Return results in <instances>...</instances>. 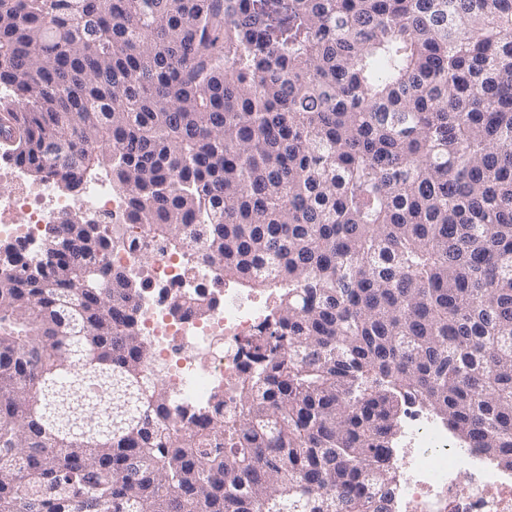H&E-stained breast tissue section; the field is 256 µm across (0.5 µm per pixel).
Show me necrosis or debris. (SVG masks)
I'll return each mask as SVG.
<instances>
[{
  "label": "necrosis or debris",
  "mask_w": 512,
  "mask_h": 512,
  "mask_svg": "<svg viewBox=\"0 0 512 512\" xmlns=\"http://www.w3.org/2000/svg\"><path fill=\"white\" fill-rule=\"evenodd\" d=\"M13 175V190L0 193V240L32 242L41 225L57 222L74 204L52 200L49 183L32 187L21 170ZM77 205L108 231L113 265L147 282L137 313L147 371L159 374L181 406L207 405L219 387L233 401L251 362L246 342L271 321L273 303L242 297L214 268L163 248L129 223L127 199L111 183H90ZM189 294L218 303L202 317L174 313V302ZM407 433L409 455L399 460L405 469L399 490L403 512H512V473L495 470L477 449L457 446L447 427L427 416L411 418ZM464 473L471 489L460 486Z\"/></svg>",
  "instance_id": "4bbe7bcc"
}]
</instances>
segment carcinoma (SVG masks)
<instances>
[{
	"instance_id": "cac0c4a2",
	"label": "carcinoma",
	"mask_w": 512,
	"mask_h": 512,
	"mask_svg": "<svg viewBox=\"0 0 512 512\" xmlns=\"http://www.w3.org/2000/svg\"><path fill=\"white\" fill-rule=\"evenodd\" d=\"M1 84L0 159L277 305L177 429L101 227L8 246L0 512H382L416 404L512 470V0H0Z\"/></svg>"
}]
</instances>
